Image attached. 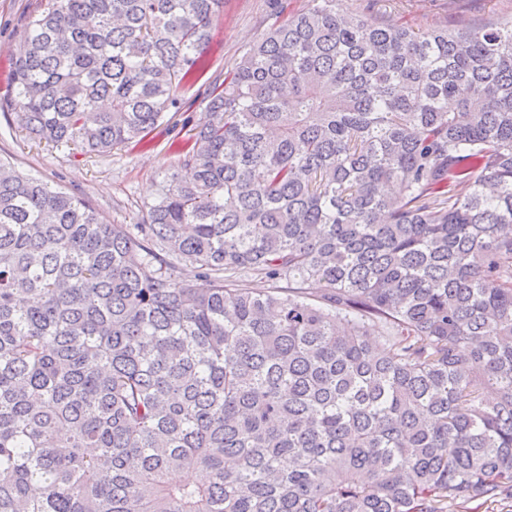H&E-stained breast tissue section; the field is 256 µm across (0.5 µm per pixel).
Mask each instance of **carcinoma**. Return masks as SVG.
<instances>
[{"instance_id": "1", "label": "carcinoma", "mask_w": 512, "mask_h": 512, "mask_svg": "<svg viewBox=\"0 0 512 512\" xmlns=\"http://www.w3.org/2000/svg\"><path fill=\"white\" fill-rule=\"evenodd\" d=\"M311 2L270 0L142 223L0 158V512L512 493V21ZM223 9L44 0L0 110L83 154L143 144L194 111Z\"/></svg>"}]
</instances>
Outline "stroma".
Listing matches in <instances>:
<instances>
[{
    "mask_svg": "<svg viewBox=\"0 0 512 512\" xmlns=\"http://www.w3.org/2000/svg\"><path fill=\"white\" fill-rule=\"evenodd\" d=\"M40 0H0V97L11 91L9 54L22 44L26 17ZM391 25L423 30L433 25L481 26L512 18V0H339L340 9L366 7ZM265 0H224L206 54L212 69L229 71L242 52L272 24ZM182 113H168L145 144L87 157L68 148L30 140L14 115L0 113V155L17 171L30 174L83 198L114 224H137L142 207L153 200L162 177L177 162L174 142L185 138Z\"/></svg>",
    "mask_w": 512,
    "mask_h": 512,
    "instance_id": "stroma-1",
    "label": "stroma"
}]
</instances>
